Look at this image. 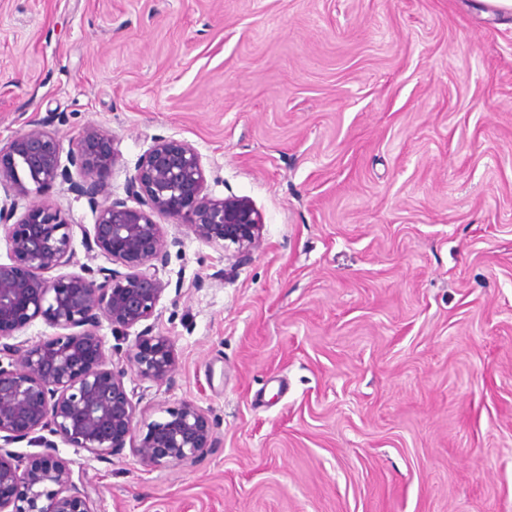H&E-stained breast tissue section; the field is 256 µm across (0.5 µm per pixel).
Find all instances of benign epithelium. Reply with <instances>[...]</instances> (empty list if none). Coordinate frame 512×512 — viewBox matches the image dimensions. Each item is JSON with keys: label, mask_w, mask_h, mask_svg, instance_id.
Wrapping results in <instances>:
<instances>
[{"label": "benign epithelium", "mask_w": 512, "mask_h": 512, "mask_svg": "<svg viewBox=\"0 0 512 512\" xmlns=\"http://www.w3.org/2000/svg\"><path fill=\"white\" fill-rule=\"evenodd\" d=\"M57 115L34 119L0 144V228L10 263H0V512H98L88 486L73 479L58 443L80 448L110 463L124 448L145 465L195 462L212 445L213 426L196 406L167 411L136 435L134 391L128 370L163 384L175 370L173 343L147 326L125 351L126 365L108 358L99 334L102 321L115 334L154 316L165 291L158 277L168 243L156 215L185 224L198 239L224 246L235 262L258 244L262 216L243 198L205 192L201 155L191 144L157 137L129 177L131 207L108 192L120 156L112 134L89 124L75 148L63 152ZM87 199L92 228L80 226L86 257H108L117 268L47 273L75 265V225L41 202L17 214L16 198L55 183ZM43 320L52 336L27 345L10 343L27 324ZM25 441L38 451L20 456L8 446Z\"/></svg>", "instance_id": "benign-epithelium-1"}]
</instances>
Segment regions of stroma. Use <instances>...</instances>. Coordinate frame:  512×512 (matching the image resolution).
<instances>
[{
  "label": "stroma",
  "mask_w": 512,
  "mask_h": 512,
  "mask_svg": "<svg viewBox=\"0 0 512 512\" xmlns=\"http://www.w3.org/2000/svg\"><path fill=\"white\" fill-rule=\"evenodd\" d=\"M64 114L154 138L249 199L237 264L157 216L150 324L176 371L128 374L137 419L190 402L196 463L60 445L99 512H512V15L478 0H0V138ZM50 201L91 225L86 199Z\"/></svg>",
  "instance_id": "1"
}]
</instances>
